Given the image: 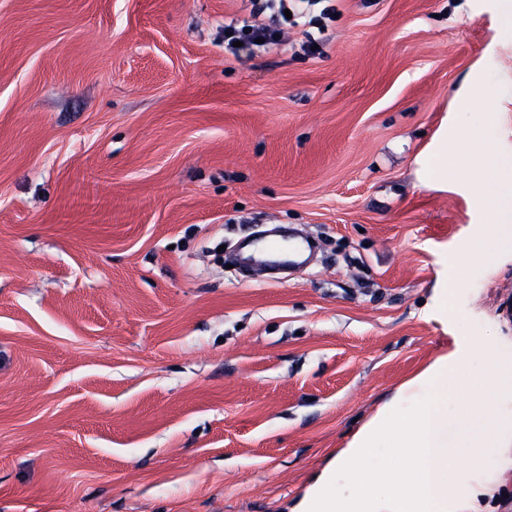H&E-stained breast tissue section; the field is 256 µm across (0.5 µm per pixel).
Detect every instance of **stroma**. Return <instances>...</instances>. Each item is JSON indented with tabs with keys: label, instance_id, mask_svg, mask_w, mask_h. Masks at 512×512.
<instances>
[{
	"label": "stroma",
	"instance_id": "obj_1",
	"mask_svg": "<svg viewBox=\"0 0 512 512\" xmlns=\"http://www.w3.org/2000/svg\"><path fill=\"white\" fill-rule=\"evenodd\" d=\"M335 5L323 54L234 55L250 0H0V512H294L435 359L512 363L459 160L512 163V0ZM475 69L489 120L452 109ZM270 224L311 264L227 268Z\"/></svg>",
	"mask_w": 512,
	"mask_h": 512
}]
</instances>
